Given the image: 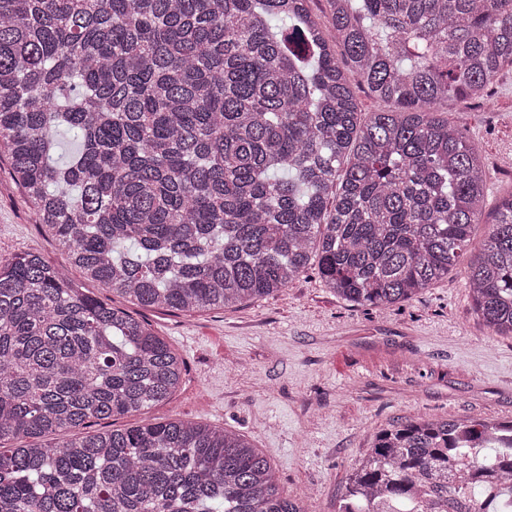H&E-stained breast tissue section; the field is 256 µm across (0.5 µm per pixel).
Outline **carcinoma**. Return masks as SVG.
<instances>
[{"label": "carcinoma", "mask_w": 512, "mask_h": 512, "mask_svg": "<svg viewBox=\"0 0 512 512\" xmlns=\"http://www.w3.org/2000/svg\"><path fill=\"white\" fill-rule=\"evenodd\" d=\"M308 2L0 0V147L86 280L191 312L271 295L315 259L344 299L390 308L463 262L486 172L434 112L512 66V0H326V29ZM349 71L376 101L364 119ZM466 284L512 334V196ZM183 372L39 255L0 260V512H307L235 431H88L168 401ZM47 434L62 441L28 443ZM488 473L512 483V421L397 420L337 512H512Z\"/></svg>", "instance_id": "carcinoma-1"}]
</instances>
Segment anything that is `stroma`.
Returning a JSON list of instances; mask_svg holds the SVG:
<instances>
[{
	"label": "stroma",
	"mask_w": 512,
	"mask_h": 512,
	"mask_svg": "<svg viewBox=\"0 0 512 512\" xmlns=\"http://www.w3.org/2000/svg\"><path fill=\"white\" fill-rule=\"evenodd\" d=\"M440 115L480 154L493 214L512 194V67L490 100H453ZM21 252L82 277L48 228L34 224L0 149V259ZM85 288L145 320L183 359L182 384L150 417L245 435L309 512H336L349 468L393 420L512 421V336L484 325L461 266L389 309L347 302L313 267L272 295L192 313L145 309L90 281Z\"/></svg>",
	"instance_id": "35a3bbf8"
}]
</instances>
